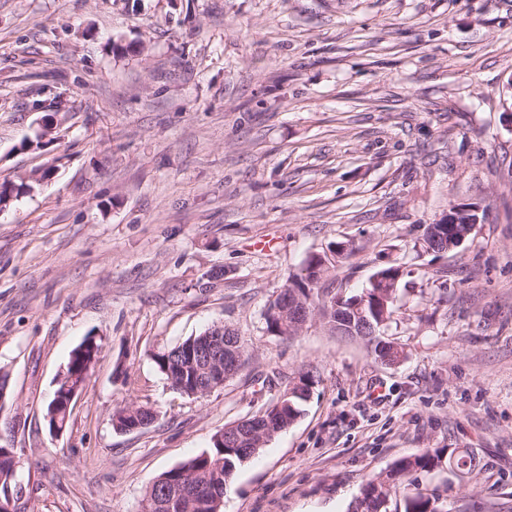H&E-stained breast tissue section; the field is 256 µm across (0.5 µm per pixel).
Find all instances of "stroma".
I'll use <instances>...</instances> for the list:
<instances>
[{
  "mask_svg": "<svg viewBox=\"0 0 512 512\" xmlns=\"http://www.w3.org/2000/svg\"><path fill=\"white\" fill-rule=\"evenodd\" d=\"M512 0H0V446L15 512H139L149 483L307 372L305 412L236 473L221 512H349L428 448L468 453L412 489L512 512ZM461 202L488 217L427 253ZM355 292L400 267L383 338L263 311L332 243ZM223 324L251 358L203 398L155 357ZM102 341L60 433L44 409ZM156 411L120 433L114 408ZM93 345H95L97 350L102 346L101 343L93 341V339L88 337L71 351L69 360L65 367V377L62 382H58L56 385L53 396L46 407V416L51 413V407L57 392H63L66 386H69L70 391L73 387L79 384L83 385L85 383L89 373L92 372L93 358L91 355V349ZM46 419L49 420L50 416H47Z\"/></svg>",
  "mask_w": 512,
  "mask_h": 512,
  "instance_id": "stroma-1",
  "label": "stroma"
}]
</instances>
